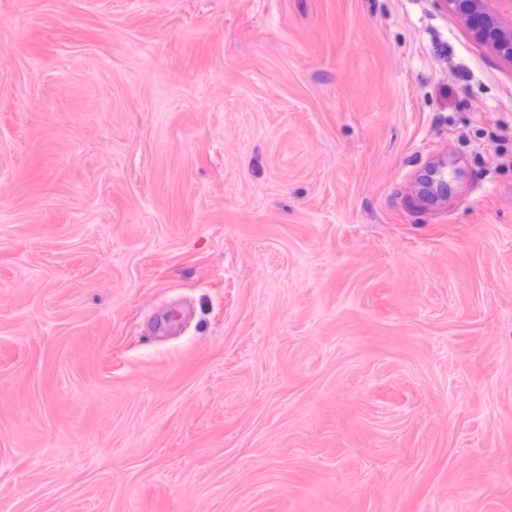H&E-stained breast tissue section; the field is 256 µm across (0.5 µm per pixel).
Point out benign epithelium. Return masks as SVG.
<instances>
[{"label":"benign epithelium","instance_id":"1","mask_svg":"<svg viewBox=\"0 0 512 512\" xmlns=\"http://www.w3.org/2000/svg\"><path fill=\"white\" fill-rule=\"evenodd\" d=\"M464 18L472 37L512 62V0H441Z\"/></svg>","mask_w":512,"mask_h":512}]
</instances>
